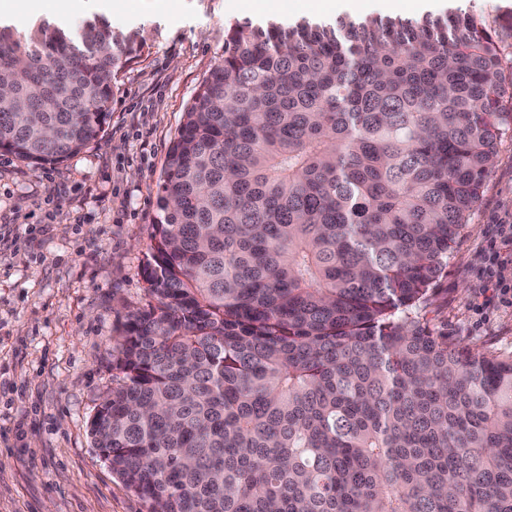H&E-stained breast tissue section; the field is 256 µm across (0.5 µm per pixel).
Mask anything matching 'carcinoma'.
<instances>
[{
	"label": "carcinoma",
	"mask_w": 512,
	"mask_h": 512,
	"mask_svg": "<svg viewBox=\"0 0 512 512\" xmlns=\"http://www.w3.org/2000/svg\"><path fill=\"white\" fill-rule=\"evenodd\" d=\"M143 48L0 22V152L97 143ZM506 69L476 15L225 30L90 422L148 512H512V355L418 320L512 123Z\"/></svg>",
	"instance_id": "1"
}]
</instances>
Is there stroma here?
<instances>
[{"mask_svg":"<svg viewBox=\"0 0 512 512\" xmlns=\"http://www.w3.org/2000/svg\"><path fill=\"white\" fill-rule=\"evenodd\" d=\"M84 0L62 13L43 0L39 19L80 36L94 16L136 31L144 54L118 76L102 139L54 166L53 177L0 153V512H147L102 461L90 421L112 389V359L126 315L147 305L145 255L167 153L187 106L239 22L335 27L365 22L308 0ZM501 23L512 40V0H430L373 20L419 25L450 15ZM512 219V125L481 202L448 253L446 274L421 307L422 323L469 351L512 354V310L475 325L472 272L487 224Z\"/></svg>","mask_w":512,"mask_h":512,"instance_id":"1","label":"stroma"}]
</instances>
